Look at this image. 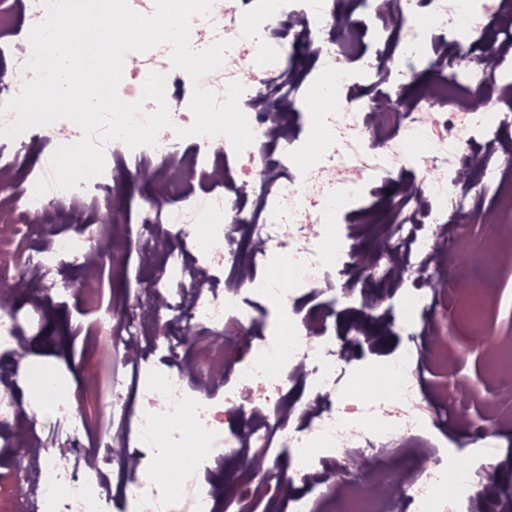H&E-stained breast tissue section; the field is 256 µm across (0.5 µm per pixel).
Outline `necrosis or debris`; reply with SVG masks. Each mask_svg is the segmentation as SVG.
Here are the masks:
<instances>
[{
    "label": "necrosis or debris",
    "mask_w": 512,
    "mask_h": 512,
    "mask_svg": "<svg viewBox=\"0 0 512 512\" xmlns=\"http://www.w3.org/2000/svg\"><path fill=\"white\" fill-rule=\"evenodd\" d=\"M48 10V0L0 9V56L29 79L31 46L16 42L18 20L34 26ZM488 13L498 18L490 32L481 25ZM189 38L197 51L230 44L206 88L221 97L230 83L243 87L239 105L253 140L242 153L224 136H196L192 150L181 149L177 131L194 115L181 105L167 43L126 56L118 94L155 112L142 88L150 73L164 74L169 126L152 147L105 143L102 173L78 189L36 195L50 165L26 178L19 169L44 139L0 133V185L13 187L0 198V281L66 299L68 265L123 220L118 209L102 219L101 204L146 169L156 190L139 207L140 247L157 271L151 288L101 317L135 377L155 385L110 388L102 409L112 434L89 446L92 423L69 402L54 403L50 435L19 410L9 352L23 325L37 323L40 302L25 317L0 318V494L14 497L16 512H219L214 468L271 448L264 474L241 472L236 512L260 500L266 512H478L507 496L495 484L476 496L464 463L476 447L497 455L490 424L469 417L457 395L434 405L420 385L425 366L448 361L434 337V296H452L457 325L477 335L497 295L506 239L477 252L466 287H454L447 269L470 223L512 228V0H212L191 16ZM302 46L315 61L310 79L297 66ZM425 73L433 83L403 98ZM377 78L394 95L358 92L359 82ZM490 85L504 110L476 107ZM478 162L489 209L458 179ZM253 165L265 169L262 182L249 179ZM399 167L421 169L428 183L387 200L385 246L362 252L356 241L373 219L356 204ZM199 229L219 247H190ZM337 278L347 281L341 296ZM378 281L380 297L372 292ZM346 300L358 302L361 317L339 333L336 306ZM372 319L406 344L361 390L348 366ZM186 323L197 329L189 347ZM286 372L304 388L303 402L280 398ZM219 377L220 403L212 392ZM234 417L243 426L231 425ZM448 422L466 436L452 453L433 435ZM194 435L206 454L169 468L173 449ZM116 444L124 455L113 454ZM412 448L430 464L398 470L393 457ZM352 456L367 463L354 476L345 467Z\"/></svg>",
    "instance_id": "1"
}]
</instances>
